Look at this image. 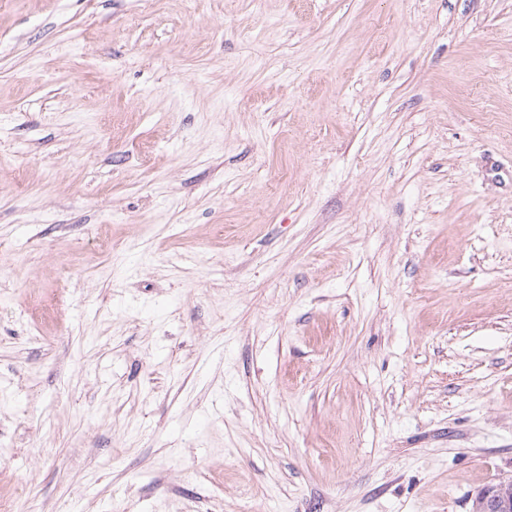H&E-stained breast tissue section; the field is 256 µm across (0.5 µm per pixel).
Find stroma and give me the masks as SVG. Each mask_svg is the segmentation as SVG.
Here are the masks:
<instances>
[{
    "instance_id": "obj_1",
    "label": "stroma",
    "mask_w": 512,
    "mask_h": 512,
    "mask_svg": "<svg viewBox=\"0 0 512 512\" xmlns=\"http://www.w3.org/2000/svg\"><path fill=\"white\" fill-rule=\"evenodd\" d=\"M510 478L512 0H0V504Z\"/></svg>"
}]
</instances>
